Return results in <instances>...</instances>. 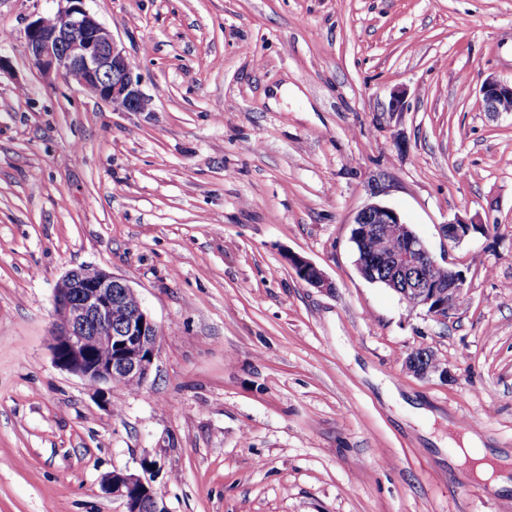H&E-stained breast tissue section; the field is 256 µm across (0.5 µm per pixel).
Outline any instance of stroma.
I'll return each instance as SVG.
<instances>
[{
	"mask_svg": "<svg viewBox=\"0 0 512 512\" xmlns=\"http://www.w3.org/2000/svg\"><path fill=\"white\" fill-rule=\"evenodd\" d=\"M59 6L0 0V512H122L102 478L148 467L168 512H512L447 460L468 430L512 450V113L480 93L512 81V0H85L148 112L34 68ZM372 202L464 271L448 322L359 275ZM83 265L161 329L139 390L53 359ZM419 348L447 376L410 373ZM442 234L448 240L456 243H460L467 239L472 232L479 231V224H473L466 221L463 218H456L455 220L443 224L441 227ZM288 263L297 276L310 287L331 292L335 285L313 262L296 254H288Z\"/></svg>",
	"mask_w": 512,
	"mask_h": 512,
	"instance_id": "35a3bbf8",
	"label": "stroma"
}]
</instances>
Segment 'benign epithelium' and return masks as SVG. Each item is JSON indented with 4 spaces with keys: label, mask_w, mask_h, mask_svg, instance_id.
I'll return each mask as SVG.
<instances>
[{
    "label": "benign epithelium",
    "mask_w": 512,
    "mask_h": 512,
    "mask_svg": "<svg viewBox=\"0 0 512 512\" xmlns=\"http://www.w3.org/2000/svg\"><path fill=\"white\" fill-rule=\"evenodd\" d=\"M64 2L52 14L53 21L40 16L27 27L32 64L44 75L61 74L73 80L83 91L93 89L96 98L112 105L114 112L149 111L151 99L140 89V78L112 30L84 8L85 0ZM480 93L486 109L499 114L512 101V83L488 78ZM481 229L460 217L441 227L443 236L456 243ZM393 233L402 242L396 256L389 258L366 248L370 240ZM351 241L359 247L356 265L363 277L382 280L397 293L402 288L412 293L411 307L437 321L446 322L456 313L455 300L464 294L465 274L450 266L446 281L426 275L424 269L439 262L398 211L380 203L364 206L356 215ZM288 263L307 285L325 292L335 288L310 260L290 254ZM130 295L136 292L129 284L100 267L92 279L78 269L68 272L54 289L52 300L55 363L96 387L110 388L126 379L145 384L158 351L157 323L141 306L125 321L115 320L116 305ZM102 488L122 501L125 512H168L150 477L114 471L104 477Z\"/></svg>",
    "instance_id": "benign-epithelium-1"
}]
</instances>
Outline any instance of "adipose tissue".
<instances>
[{
	"mask_svg": "<svg viewBox=\"0 0 512 512\" xmlns=\"http://www.w3.org/2000/svg\"><path fill=\"white\" fill-rule=\"evenodd\" d=\"M450 464L486 482L494 491L512 483V454L489 451L470 433L465 435L462 448L451 455Z\"/></svg>",
	"mask_w": 512,
	"mask_h": 512,
	"instance_id": "obj_1",
	"label": "adipose tissue"
}]
</instances>
